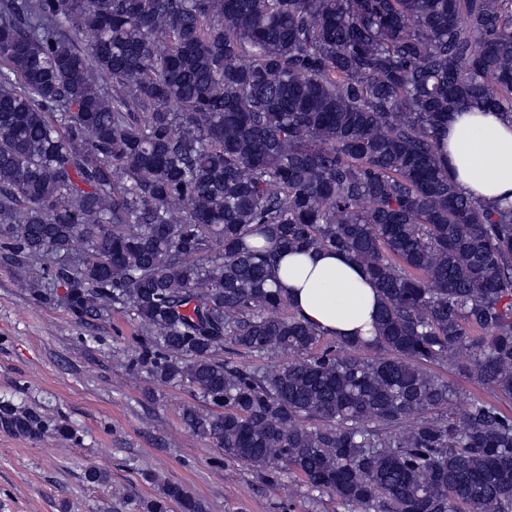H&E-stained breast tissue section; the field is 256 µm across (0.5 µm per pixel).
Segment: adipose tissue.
<instances>
[{
    "label": "adipose tissue",
    "mask_w": 512,
    "mask_h": 512,
    "mask_svg": "<svg viewBox=\"0 0 512 512\" xmlns=\"http://www.w3.org/2000/svg\"><path fill=\"white\" fill-rule=\"evenodd\" d=\"M442 152L456 187L484 204L512 200V116L474 108L448 119ZM275 273L291 309L327 335L369 337L381 295L344 253L312 249L283 254Z\"/></svg>",
    "instance_id": "obj_1"
}]
</instances>
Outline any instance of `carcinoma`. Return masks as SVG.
<instances>
[{
	"instance_id": "obj_1",
	"label": "carcinoma",
	"mask_w": 512,
	"mask_h": 512,
	"mask_svg": "<svg viewBox=\"0 0 512 512\" xmlns=\"http://www.w3.org/2000/svg\"><path fill=\"white\" fill-rule=\"evenodd\" d=\"M469 107L512 115V0H0V265L81 322L131 310L132 368L200 394L185 425L272 485L512 512V417L431 369L512 401V202L442 157ZM294 249L363 267L372 338L292 311ZM174 505L203 512L170 482L139 508ZM233 352L230 348L224 346V359L228 360L231 359L233 361H236L238 363H242L245 365H250L253 367H265V368H271L276 365H284L288 363V354L284 353H276V354H269V355H261V356H251L244 353H241L240 355L231 353Z\"/></svg>"
}]
</instances>
